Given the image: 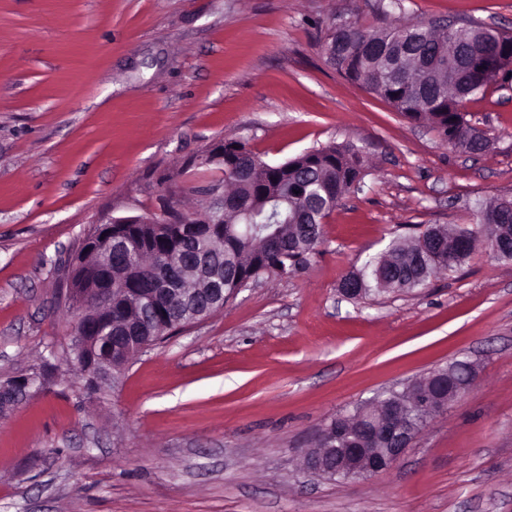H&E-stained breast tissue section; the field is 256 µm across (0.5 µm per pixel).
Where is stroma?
Segmentation results:
<instances>
[{"label":"stroma","instance_id":"obj_1","mask_svg":"<svg viewBox=\"0 0 512 512\" xmlns=\"http://www.w3.org/2000/svg\"><path fill=\"white\" fill-rule=\"evenodd\" d=\"M512 33V0H0V381L56 353L0 418V512H512V261L477 247L424 288L342 299L391 240L512 195V79L465 107L472 156L341 77L333 18ZM227 138L269 163L330 144L371 168L308 267L262 277L87 396L57 265L111 217L157 211ZM478 378L390 469L303 472L320 429L456 361ZM55 368L56 367L54 364L46 360L44 365L38 371H33L32 373L29 374H23L13 377L5 381L3 384H1L2 386H9L15 383L17 380H29L30 382L35 384V388L34 385L31 383L21 382L17 384L15 386V390L12 392V395L10 394L12 397L14 396L17 402H13L11 406L15 407L21 404L30 394V388H34L33 391L44 390L49 388V386L52 383V377L54 375Z\"/></svg>","mask_w":512,"mask_h":512}]
</instances>
